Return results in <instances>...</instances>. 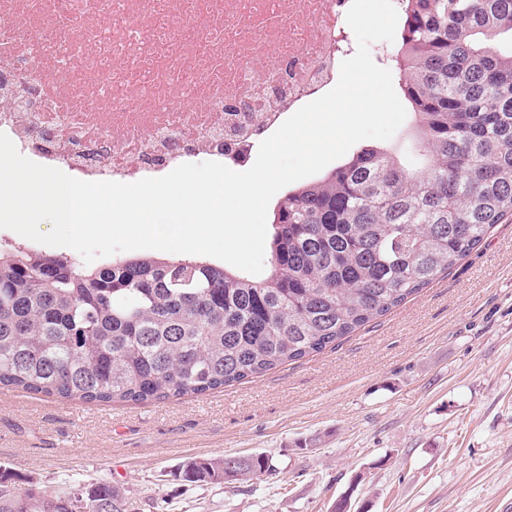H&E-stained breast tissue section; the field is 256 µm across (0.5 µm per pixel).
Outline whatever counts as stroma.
I'll return each instance as SVG.
<instances>
[{
	"mask_svg": "<svg viewBox=\"0 0 512 512\" xmlns=\"http://www.w3.org/2000/svg\"><path fill=\"white\" fill-rule=\"evenodd\" d=\"M276 473L197 485L191 457ZM0 466L60 495L109 482L139 512H498L512 499V221L336 347L162 402L0 389Z\"/></svg>",
	"mask_w": 512,
	"mask_h": 512,
	"instance_id": "obj_1",
	"label": "stroma"
}]
</instances>
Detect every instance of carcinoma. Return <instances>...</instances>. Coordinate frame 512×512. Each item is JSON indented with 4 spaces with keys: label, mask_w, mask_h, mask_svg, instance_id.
<instances>
[{
    "label": "carcinoma",
    "mask_w": 512,
    "mask_h": 512,
    "mask_svg": "<svg viewBox=\"0 0 512 512\" xmlns=\"http://www.w3.org/2000/svg\"><path fill=\"white\" fill-rule=\"evenodd\" d=\"M512 0H411L390 58L426 160L365 147L276 201L262 276L198 256L99 265L0 244V384L142 404L199 396L319 353L387 314L512 220ZM272 459L189 458L199 485ZM0 469V512H132L98 482L67 495Z\"/></svg>",
    "instance_id": "1"
}]
</instances>
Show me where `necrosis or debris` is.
Instances as JSON below:
<instances>
[{"label":"necrosis or debris","instance_id":"4bbe7bcc","mask_svg":"<svg viewBox=\"0 0 512 512\" xmlns=\"http://www.w3.org/2000/svg\"><path fill=\"white\" fill-rule=\"evenodd\" d=\"M352 0H0V132L84 181L248 161L337 83Z\"/></svg>","mask_w":512,"mask_h":512}]
</instances>
